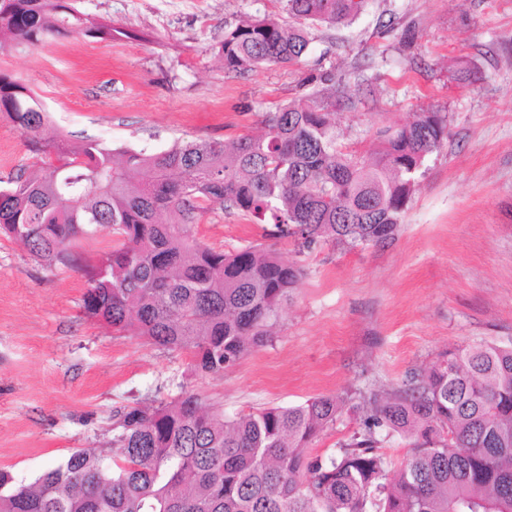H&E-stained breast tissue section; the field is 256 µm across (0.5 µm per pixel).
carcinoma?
I'll use <instances>...</instances> for the list:
<instances>
[{
	"instance_id": "carcinoma-1",
	"label": "carcinoma",
	"mask_w": 512,
	"mask_h": 512,
	"mask_svg": "<svg viewBox=\"0 0 512 512\" xmlns=\"http://www.w3.org/2000/svg\"><path fill=\"white\" fill-rule=\"evenodd\" d=\"M367 0H284L293 20H245L224 32V70L293 64L311 30L355 21ZM115 29L69 0H0V34L41 47L72 32ZM55 162L0 186V234L50 265L76 266L77 238L112 234L86 267L83 310L113 331L187 351L218 374L263 345L302 273L260 245L233 253L198 242L191 226L236 210L302 250L395 239L426 159L447 138L424 112L380 132L366 157L336 143L334 113L310 99L264 116V131L224 141H176L147 151L57 137L22 82L0 70V118ZM146 170L150 180L138 182ZM361 430L330 455L314 451L345 403L338 395L233 418L184 389L112 415V456L77 448L29 483L0 471V512H512V347L446 353L386 396L371 391ZM409 440L397 470L382 438Z\"/></svg>"
}]
</instances>
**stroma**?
Instances as JSON below:
<instances>
[{"label": "stroma", "mask_w": 512, "mask_h": 512, "mask_svg": "<svg viewBox=\"0 0 512 512\" xmlns=\"http://www.w3.org/2000/svg\"><path fill=\"white\" fill-rule=\"evenodd\" d=\"M118 33L0 50V70L43 102L57 135L148 150L232 140L265 113L318 95L336 137L362 154L380 130L448 116L388 245L299 251L239 212L193 227L218 250H274L302 270L262 347L218 375L185 351L143 343L83 312L81 268L47 265L0 236V469L34 480L75 448H104L114 410L180 388L226 416L347 390H393L440 354L512 345V0H368L349 25L312 31L294 65L225 73L218 47L282 0H77ZM0 120V180L51 161Z\"/></svg>", "instance_id": "stroma-1"}]
</instances>
